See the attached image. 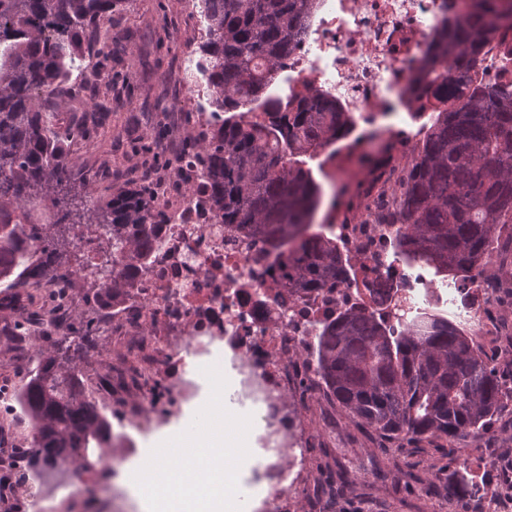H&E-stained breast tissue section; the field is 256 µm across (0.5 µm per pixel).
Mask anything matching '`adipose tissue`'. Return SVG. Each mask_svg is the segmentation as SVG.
Wrapping results in <instances>:
<instances>
[{
  "label": "adipose tissue",
  "instance_id": "ef3b65f1",
  "mask_svg": "<svg viewBox=\"0 0 512 512\" xmlns=\"http://www.w3.org/2000/svg\"><path fill=\"white\" fill-rule=\"evenodd\" d=\"M204 370L199 397L179 421L155 431L122 474L139 490L144 512H245L246 500L265 494L264 484L251 480L265 463L259 415L232 403L230 359L215 356Z\"/></svg>",
  "mask_w": 512,
  "mask_h": 512
}]
</instances>
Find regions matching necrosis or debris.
I'll list each match as a JSON object with an SVG mask.
<instances>
[{
    "mask_svg": "<svg viewBox=\"0 0 512 512\" xmlns=\"http://www.w3.org/2000/svg\"><path fill=\"white\" fill-rule=\"evenodd\" d=\"M464 19L466 0H318L299 31L296 46L278 76L286 97L309 93L337 100L356 123L392 136L419 102L407 90L427 43L444 16ZM207 193L165 192L168 221L153 242L152 267L137 277L128 296L112 308L113 323L128 334L107 380L96 383L103 404L122 400L147 425L155 413L152 386L168 383L186 357L207 351L213 340L235 353L239 375L232 399L263 408L267 445L274 458L260 475L268 489L256 512H286L299 496L308 437L282 413L289 390L319 388L306 351L315 325L345 306L378 310V287H396L395 301L412 314L434 303H458L459 291L437 287L389 258L376 224H339L335 230L367 272L362 286L295 293L273 281L272 262L260 245L229 235L205 219ZM44 307L37 327L46 335L70 321L69 300L52 288L22 301Z\"/></svg>",
    "mask_w": 512,
    "mask_h": 512,
    "instance_id": "4bbe7bcc",
    "label": "necrosis or debris"
}]
</instances>
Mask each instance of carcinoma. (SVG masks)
Wrapping results in <instances>:
<instances>
[{"label":"carcinoma","mask_w":512,"mask_h":512,"mask_svg":"<svg viewBox=\"0 0 512 512\" xmlns=\"http://www.w3.org/2000/svg\"><path fill=\"white\" fill-rule=\"evenodd\" d=\"M126 0H0V282L40 288L84 282L94 300L127 295L150 263L162 223L145 188L86 207L65 141L80 126L58 125L59 112L83 115L81 77L103 50V22ZM207 22L196 72L205 80L213 122L179 157L207 190L210 214L230 231L279 252V278L291 291L348 285L351 258L333 232H310L322 194L306 160L336 139L352 114L336 103L292 98L288 132L248 119L265 106L264 88L288 60L298 30L318 0H199ZM505 0H471L468 19L444 24L414 78L431 112L400 192L375 223L397 260L470 296L479 276H502L512 252V83L480 74L493 43L512 49ZM51 202L49 224L27 206ZM104 230L105 261L81 270L70 247L81 226ZM98 329L89 320L38 356L15 402L29 428L28 467L65 475L78 461L125 444L112 434L106 405L84 383ZM317 374L334 404L383 442L448 441V459L466 463L467 440L490 431L512 402V378L445 314L423 308L392 323L360 306L325 321L314 336ZM450 500L474 507L471 482H448Z\"/></svg>","instance_id":"1"}]
</instances>
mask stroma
Masks as SVG:
<instances>
[{"mask_svg":"<svg viewBox=\"0 0 512 512\" xmlns=\"http://www.w3.org/2000/svg\"><path fill=\"white\" fill-rule=\"evenodd\" d=\"M198 8L197 0H126L108 21L110 78L92 84L108 105L97 122L85 125L82 137L66 144L74 177L88 183L92 200L108 199L123 188L162 185L169 176L167 162L181 152L194 115L207 108L206 91H192L182 73L186 56L196 55L205 38L195 16ZM378 165L375 159L356 158L344 172L347 190L325 191L321 212L347 210ZM448 316L486 351L492 343L483 328L512 316V296L481 300L473 318L454 308ZM17 320L13 311L0 310V379L5 381H19L29 371L16 342L2 334ZM292 397L301 403V422L315 429L316 440L301 476L305 490L288 512H456L446 498L428 491L429 484L448 480L445 449L425 442L416 448L381 442L352 423L325 390L296 391ZM0 418L6 421L0 452L18 461L5 477L13 488L30 481L21 463L27 426L1 408ZM495 426V439L472 441L480 461L492 464L487 471L491 480L512 476L511 404L498 413ZM330 475L347 476L348 482L335 498L317 499V487Z\"/></svg>","mask_w":512,"mask_h":512,"instance_id":"stroma-1","label":"stroma"}]
</instances>
